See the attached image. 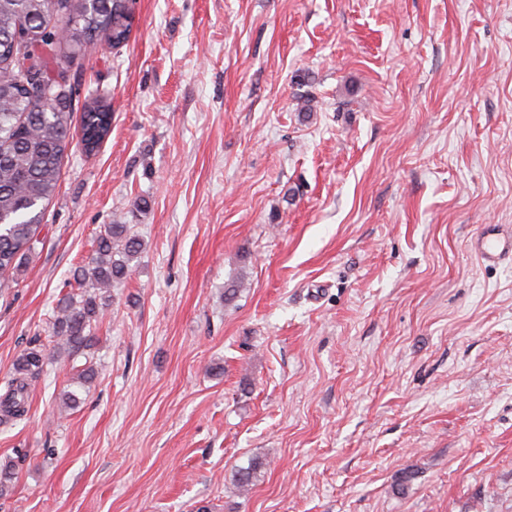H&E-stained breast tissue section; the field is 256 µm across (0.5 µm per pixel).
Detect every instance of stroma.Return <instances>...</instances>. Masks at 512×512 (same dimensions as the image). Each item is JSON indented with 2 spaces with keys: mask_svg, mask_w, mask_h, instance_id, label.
<instances>
[{
  "mask_svg": "<svg viewBox=\"0 0 512 512\" xmlns=\"http://www.w3.org/2000/svg\"><path fill=\"white\" fill-rule=\"evenodd\" d=\"M131 21L70 71L72 135L88 105L112 130L69 146L0 287V395L52 353L101 226L135 221L144 250L81 405L83 359L54 355L0 424V512H512V261L476 251L512 236V0H133ZM42 349H26L18 358L16 370L20 377L13 378L6 394L0 397V422L2 417H21L26 411L30 389L29 378L41 376L50 361ZM23 375V376H21Z\"/></svg>",
  "mask_w": 512,
  "mask_h": 512,
  "instance_id": "obj_1",
  "label": "stroma"
}]
</instances>
